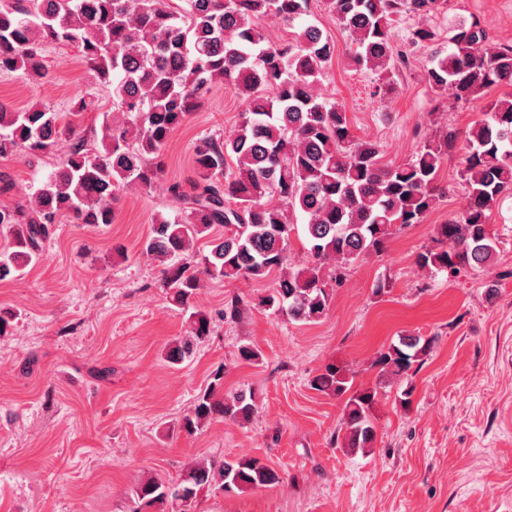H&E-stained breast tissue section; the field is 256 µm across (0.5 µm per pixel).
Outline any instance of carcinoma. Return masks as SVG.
<instances>
[{
	"instance_id": "obj_1",
	"label": "carcinoma",
	"mask_w": 512,
	"mask_h": 512,
	"mask_svg": "<svg viewBox=\"0 0 512 512\" xmlns=\"http://www.w3.org/2000/svg\"><path fill=\"white\" fill-rule=\"evenodd\" d=\"M310 0H0V73L46 77L44 48L72 45L96 84L112 90V111L102 113L92 139L64 122L63 114L32 104L16 112L0 103V158L50 151L69 132V153L35 193L0 204V227L11 234L0 251V282L21 278L41 257L53 227L65 217L78 224H110L118 193H148L162 170L153 163L171 134L211 90L224 84L242 103L236 133L193 144L195 177L187 194L175 185L179 214L154 217L142 254L160 261L164 287L187 314L189 335L169 361L193 357L209 335L210 317L196 307L201 275L264 280L280 272L258 306L295 322L314 323L328 310L330 282L371 252H380L397 228L419 224L434 206L443 159L463 153L467 187L461 214L437 227L445 249L416 257L430 273L453 276L479 269L496 255L489 226L493 211L512 193V93L495 99L488 118L464 133L449 129L427 137L412 158L383 161L377 142L355 137L347 112L322 92L336 44L304 22ZM352 44L350 65L385 79L393 92L394 28L404 16L419 19L414 46L437 41L429 24L442 0H327ZM274 17L298 27L286 42L257 24ZM426 79L436 96L471 104L490 90L512 87V44L495 43L480 21L456 24L448 47L436 49ZM302 216L308 242L299 267L288 265L294 218ZM224 228L200 264L189 261L194 242ZM430 341L409 336L379 353L376 363L396 376L426 355ZM313 389L346 396L349 377L328 366ZM377 391L347 396L344 447H373L371 410ZM257 413L251 392H224V369L197 397L179 429L194 434L216 417L248 422ZM283 484L280 472L257 457L212 461L191 468L176 484L149 478L137 499L160 512H195L199 494Z\"/></svg>"
}]
</instances>
